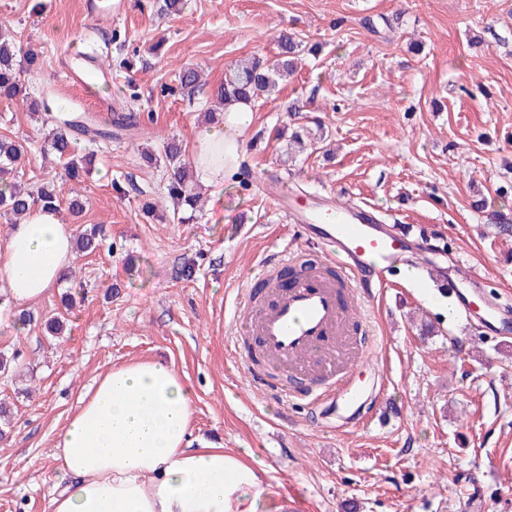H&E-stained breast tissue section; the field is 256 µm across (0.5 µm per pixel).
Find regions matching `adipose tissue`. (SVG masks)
<instances>
[{
	"mask_svg": "<svg viewBox=\"0 0 512 512\" xmlns=\"http://www.w3.org/2000/svg\"><path fill=\"white\" fill-rule=\"evenodd\" d=\"M250 102L231 101L222 123L199 129L190 160L201 182L239 169ZM57 212L37 209L0 244V276L14 302L43 297L73 258ZM193 391L175 368L140 361L109 370L80 400L54 455L72 480L49 512H258L257 469L223 447L191 439Z\"/></svg>",
	"mask_w": 512,
	"mask_h": 512,
	"instance_id": "obj_1",
	"label": "adipose tissue"
}]
</instances>
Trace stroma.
Instances as JSON below:
<instances>
[{
	"label": "stroma",
	"instance_id": "stroma-1",
	"mask_svg": "<svg viewBox=\"0 0 512 512\" xmlns=\"http://www.w3.org/2000/svg\"><path fill=\"white\" fill-rule=\"evenodd\" d=\"M0 0L7 28L42 60L23 75L31 98L89 108L61 79L59 55L78 35L112 73L99 96L136 112L135 133L78 137L95 166L81 182L43 153L44 131L22 101H0V136L30 147L25 183L55 182L81 196L80 216L61 209L74 233L104 229L97 250L69 265L72 281L19 305L0 279V512H49L67 477L54 458L78 400L114 366L173 364L194 392L192 436L261 461L270 489L259 512H282L300 489V512H512V341L449 316L448 300L398 278L365 315L381 376L380 409L361 429L339 432L330 416L277 404L252 390L233 347L230 300L262 255L284 250L296 230L268 192L287 181L308 196L368 202L392 224L416 226L449 259L469 264L487 300L512 312V237L491 232L512 217V0H125L115 17L89 18L86 0ZM301 41L296 73L253 104L238 172L206 186L200 211L170 221L167 173L140 153L170 141L190 152L225 70L252 54L273 58L281 31ZM193 64L203 84L181 94ZM138 100H130V92ZM308 104V115L292 103ZM322 137L291 150L294 127ZM484 208H474L477 199ZM154 204L166 221L147 217ZM71 303H64V296ZM31 321L15 331L14 319ZM64 318L60 336L48 321Z\"/></svg>",
	"mask_w": 512,
	"mask_h": 512
}]
</instances>
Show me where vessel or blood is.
<instances>
[{
    "instance_id": "b4317fda",
    "label": "vessel or blood",
    "mask_w": 512,
    "mask_h": 512,
    "mask_svg": "<svg viewBox=\"0 0 512 512\" xmlns=\"http://www.w3.org/2000/svg\"><path fill=\"white\" fill-rule=\"evenodd\" d=\"M61 57L72 85L112 81L111 71L77 49H65ZM274 200L287 209L300 237L262 260L257 277L267 283L265 297L255 296L247 281L232 301L237 337L257 340L267 361L257 369L241 353L249 385L278 403L300 401L346 421L357 419L379 399L374 389L355 383L354 372L361 366L378 372L379 363L356 313L390 286L401 267L415 265L410 238L400 225L382 223L368 205L306 206L285 190ZM299 250L318 253V261L291 287H278L275 268L293 262Z\"/></svg>"
}]
</instances>
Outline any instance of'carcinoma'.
I'll return each mask as SVG.
<instances>
[{
	"label": "carcinoma",
	"instance_id": "cac0c4a2",
	"mask_svg": "<svg viewBox=\"0 0 512 512\" xmlns=\"http://www.w3.org/2000/svg\"><path fill=\"white\" fill-rule=\"evenodd\" d=\"M277 59L269 62L261 56H251L229 68L224 81L217 89L221 102L244 99L254 101L258 95L276 86L279 80L292 75L296 70V60L301 52V43L290 34L278 37ZM38 54L30 48L18 45L10 32L0 30V99L14 101L27 99L26 86L21 81V73L38 69ZM180 89L189 98L194 97L201 86L200 75L194 67H183L178 75ZM29 109L40 113L42 125L48 128L50 150L62 162L65 174L74 180L82 177L92 163V156L79 152L76 135H88L92 139L112 138V128L130 130L137 126L136 114L121 113L114 121L101 125L93 122L86 113H65L53 111L49 100L42 99L29 104ZM25 149L17 138L0 137V211L15 223L26 217L30 211L45 208L57 210L60 207L59 193L48 183L33 189L16 178L15 167L20 163ZM148 162L164 165L169 172L168 194L173 200V215L183 221L181 210L194 208L200 201L199 187L193 171L184 160L179 144L168 145L164 157L151 154ZM102 228L94 226L76 238L77 253H91L98 247Z\"/></svg>",
	"mask_w": 512,
	"mask_h": 512
}]
</instances>
